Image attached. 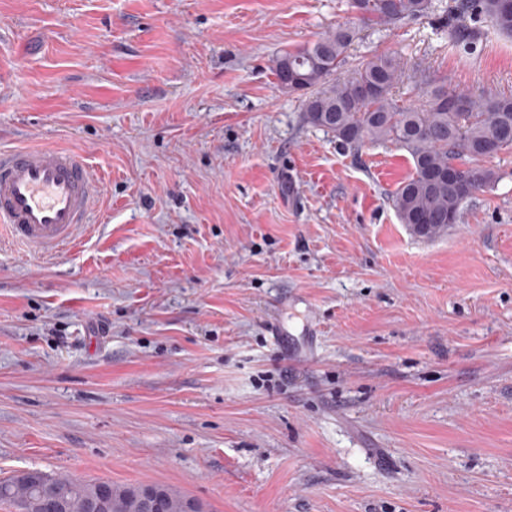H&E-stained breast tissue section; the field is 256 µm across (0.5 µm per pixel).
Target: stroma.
I'll return each instance as SVG.
<instances>
[{"label":"stroma","instance_id":"35a3bbf8","mask_svg":"<svg viewBox=\"0 0 512 512\" xmlns=\"http://www.w3.org/2000/svg\"><path fill=\"white\" fill-rule=\"evenodd\" d=\"M350 0H0V147L83 150L98 224L0 242V477L159 484L203 512H512V150L422 240L392 144L304 120L278 57L340 25L397 96L512 94V38ZM295 342L279 346L271 323ZM350 6L362 24L388 26L426 15L432 0H352Z\"/></svg>","mask_w":512,"mask_h":512}]
</instances>
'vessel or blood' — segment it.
<instances>
[{"label": "vessel or blood", "mask_w": 512, "mask_h": 512, "mask_svg": "<svg viewBox=\"0 0 512 512\" xmlns=\"http://www.w3.org/2000/svg\"><path fill=\"white\" fill-rule=\"evenodd\" d=\"M99 180L75 150L0 149V239L54 256L91 224Z\"/></svg>", "instance_id": "b4317fda"}]
</instances>
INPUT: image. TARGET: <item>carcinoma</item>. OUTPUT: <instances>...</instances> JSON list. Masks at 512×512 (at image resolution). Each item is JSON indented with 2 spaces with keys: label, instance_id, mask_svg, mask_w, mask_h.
Returning <instances> with one entry per match:
<instances>
[{
  "label": "carcinoma",
  "instance_id": "obj_1",
  "mask_svg": "<svg viewBox=\"0 0 512 512\" xmlns=\"http://www.w3.org/2000/svg\"><path fill=\"white\" fill-rule=\"evenodd\" d=\"M350 6L364 25L388 26L407 18H419L432 8V0H351ZM486 19L498 33L512 37V0H459L455 16L471 13ZM357 36L355 28L338 26L316 42L280 56L275 75L286 69L302 78L307 123L336 136L342 145L357 149L366 142L394 143L413 163L412 174L392 195L401 223L414 236L433 240L448 232V218L459 220L468 197L462 186L474 192L495 186L498 174L485 162L512 148V95L483 92L477 96L436 86L424 90L425 103L406 106L395 96L406 64L395 55L379 56L361 66L350 79L335 73ZM479 33L461 24L449 34L452 44L468 48ZM374 85L370 96L362 86ZM455 97L462 107L448 111L445 100ZM112 485V500L104 512H141L132 486L102 479L77 482L66 476L37 470L17 472L0 479V503L15 512H44L51 499L62 502L63 512H91L98 487Z\"/></svg>",
  "mask_w": 512,
  "mask_h": 512
}]
</instances>
